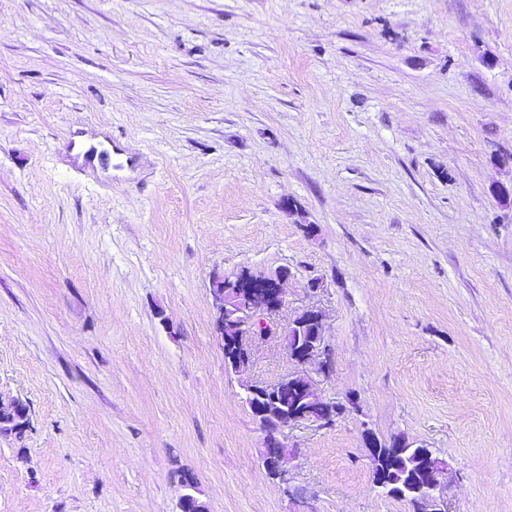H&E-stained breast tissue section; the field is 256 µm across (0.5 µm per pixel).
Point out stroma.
Returning a JSON list of instances; mask_svg holds the SVG:
<instances>
[{
	"instance_id": "35a3bbf8",
	"label": "stroma",
	"mask_w": 512,
	"mask_h": 512,
	"mask_svg": "<svg viewBox=\"0 0 512 512\" xmlns=\"http://www.w3.org/2000/svg\"><path fill=\"white\" fill-rule=\"evenodd\" d=\"M134 169L85 177L75 136ZM512 0H0V512H409L363 437L512 512ZM288 269L324 314L329 427L261 461L210 278ZM319 281L310 291L311 281Z\"/></svg>"
}]
</instances>
